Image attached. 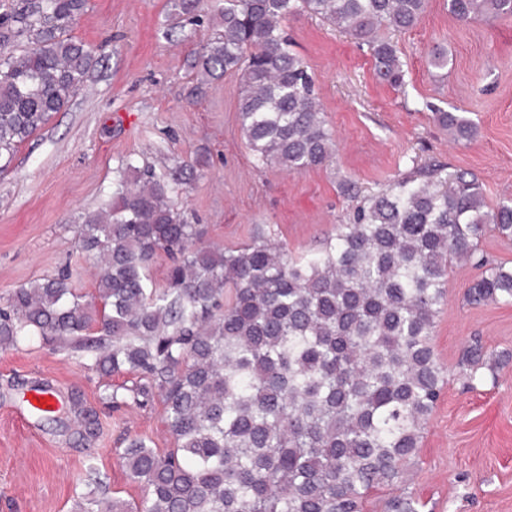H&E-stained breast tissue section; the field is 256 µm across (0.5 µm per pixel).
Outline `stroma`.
Wrapping results in <instances>:
<instances>
[{
	"label": "stroma",
	"instance_id": "35a3bbf8",
	"mask_svg": "<svg viewBox=\"0 0 512 512\" xmlns=\"http://www.w3.org/2000/svg\"><path fill=\"white\" fill-rule=\"evenodd\" d=\"M173 3L89 0L71 23L69 35L92 48L96 63L68 106L0 171V303L65 268L72 288L92 290L81 217L111 197L114 171L128 159L161 178L191 167L172 199L202 226L205 243L237 248L263 228L295 256L335 235L355 194L380 190L415 159L473 171L488 204L512 197V18L463 24L445 0H430L417 26L393 37L405 71L396 90L376 78L369 50L349 35L307 14L289 17L335 139L329 165L297 174L256 166L237 117L239 74L205 81L189 66L218 28L213 0L190 14ZM438 45L448 49L444 70L426 64ZM436 107L466 113L476 137L453 142L433 119ZM476 275L452 266L436 318L433 343L448 383L405 474L424 512H512V363L497 383L473 389L458 367L476 338L490 353L512 352V304L464 299ZM83 362L36 343L0 350V512H76L99 479L108 496L139 500L143 489L122 466L128 439L173 447L158 402L102 415L101 434H86L67 400L77 393L98 405L105 380ZM34 385L49 387L52 418L30 414Z\"/></svg>",
	"mask_w": 512,
	"mask_h": 512
}]
</instances>
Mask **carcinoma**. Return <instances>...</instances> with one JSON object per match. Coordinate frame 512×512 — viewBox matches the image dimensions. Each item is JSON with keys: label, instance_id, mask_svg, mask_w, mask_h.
<instances>
[{"label": "carcinoma", "instance_id": "1", "mask_svg": "<svg viewBox=\"0 0 512 512\" xmlns=\"http://www.w3.org/2000/svg\"><path fill=\"white\" fill-rule=\"evenodd\" d=\"M429 0H224L222 33L194 52L192 66L241 76L238 120L257 164L297 173L322 167L334 140L317 111L315 79L281 22L307 13L370 50L374 70L395 88L405 71L382 31L406 32ZM88 0H24L0 14V171L19 146L62 111L95 64L67 35ZM459 22L512 17V0H448ZM33 47L19 54L20 40ZM455 142L476 125L436 109ZM171 180L132 162L117 170L105 206L81 217L80 249L99 274L91 293L68 277L13 289L0 305V349L37 340L80 352L85 368L116 382L99 402L116 410L164 406L175 447L144 437L122 453L137 502L98 498L81 512H363L373 491L403 478L442 395L435 319L448 270H479L471 306L512 303V266L480 249L489 232L512 236V199L490 207L478 177L438 162L418 163L383 191L362 197L335 238L302 257L257 232L242 248L202 243L170 197ZM170 264L153 286L152 261ZM475 340L461 360L469 381L496 380ZM123 381H118V378ZM71 411L99 430L79 395ZM412 494L385 512H423Z\"/></svg>", "mask_w": 512, "mask_h": 512}]
</instances>
